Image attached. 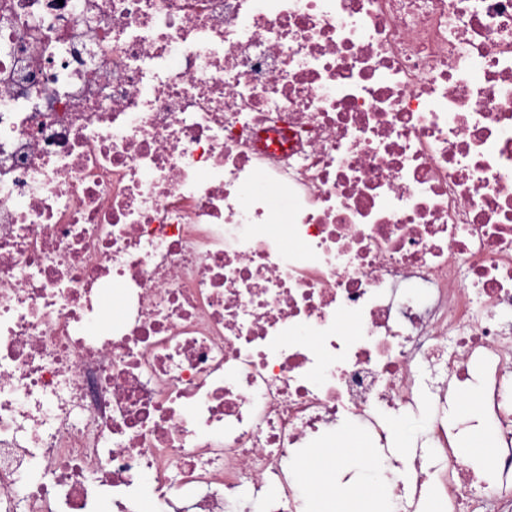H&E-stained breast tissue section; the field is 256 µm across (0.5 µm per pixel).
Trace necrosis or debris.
<instances>
[{
	"mask_svg": "<svg viewBox=\"0 0 512 512\" xmlns=\"http://www.w3.org/2000/svg\"><path fill=\"white\" fill-rule=\"evenodd\" d=\"M353 419L512 512V0H0V512H303ZM470 433L471 430H466L461 435V437L459 438L461 446L460 448H464L463 446ZM466 447L467 448H464V451L469 455V457L472 460L476 461L479 464L485 463L491 457V449L487 448V441L483 434L475 433L474 435H472Z\"/></svg>",
	"mask_w": 512,
	"mask_h": 512,
	"instance_id": "obj_1",
	"label": "necrosis or debris"
}]
</instances>
